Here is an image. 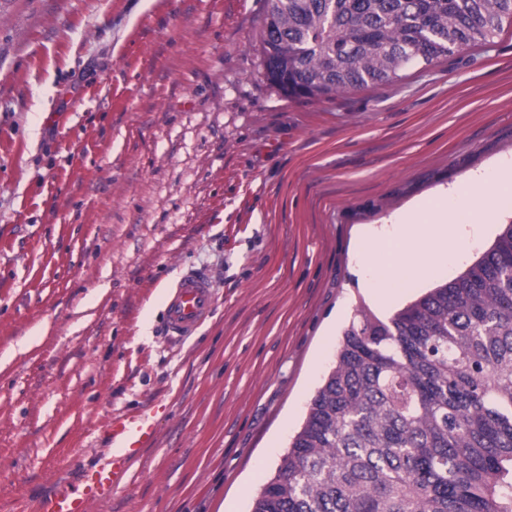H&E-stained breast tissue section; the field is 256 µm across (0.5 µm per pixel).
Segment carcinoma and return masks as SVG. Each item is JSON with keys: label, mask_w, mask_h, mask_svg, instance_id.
Wrapping results in <instances>:
<instances>
[{"label": "carcinoma", "mask_w": 512, "mask_h": 512, "mask_svg": "<svg viewBox=\"0 0 512 512\" xmlns=\"http://www.w3.org/2000/svg\"><path fill=\"white\" fill-rule=\"evenodd\" d=\"M512 25V0H267L289 96L397 81ZM251 512H512V224L387 321L366 312Z\"/></svg>", "instance_id": "cac0c4a2"}]
</instances>
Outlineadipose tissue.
I'll use <instances>...</instances> for the list:
<instances>
[{"mask_svg":"<svg viewBox=\"0 0 512 512\" xmlns=\"http://www.w3.org/2000/svg\"><path fill=\"white\" fill-rule=\"evenodd\" d=\"M510 204L512 168L493 167L413 203L395 235L361 234L359 248L365 257L376 259L382 250L389 255L380 269L379 299L387 303L397 298L406 281L421 277L458 250L464 243L460 226L473 214L490 218Z\"/></svg>","mask_w":512,"mask_h":512,"instance_id":"adipose-tissue-1","label":"adipose tissue"}]
</instances>
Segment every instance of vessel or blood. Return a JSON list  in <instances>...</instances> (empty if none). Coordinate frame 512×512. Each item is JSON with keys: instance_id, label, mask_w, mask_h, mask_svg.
Segmentation results:
<instances>
[{"instance_id": "vessel-or-blood-1", "label": "vessel or blood", "mask_w": 512, "mask_h": 512, "mask_svg": "<svg viewBox=\"0 0 512 512\" xmlns=\"http://www.w3.org/2000/svg\"><path fill=\"white\" fill-rule=\"evenodd\" d=\"M214 291L203 271L183 274L166 298L165 333L173 339L194 335L210 318ZM164 405L112 414L103 428L109 450L100 461L80 471L77 478L37 498L31 512H93L94 504L111 500L112 492L127 482L145 448L157 440V418Z\"/></svg>"}]
</instances>
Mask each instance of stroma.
<instances>
[{
	"instance_id": "1",
	"label": "stroma",
	"mask_w": 512,
	"mask_h": 512,
	"mask_svg": "<svg viewBox=\"0 0 512 512\" xmlns=\"http://www.w3.org/2000/svg\"><path fill=\"white\" fill-rule=\"evenodd\" d=\"M266 0H0V512L100 457L154 402L155 447L94 512H251L366 310L389 319L475 263L512 210L394 307L358 237L512 164V26L329 99L261 65ZM212 316L163 332L180 274Z\"/></svg>"
}]
</instances>
